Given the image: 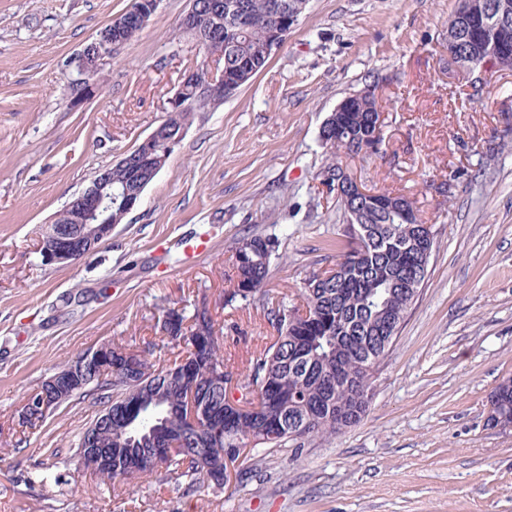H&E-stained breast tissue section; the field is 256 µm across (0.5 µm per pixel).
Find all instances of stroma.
Instances as JSON below:
<instances>
[{"label": "stroma", "mask_w": 512, "mask_h": 512, "mask_svg": "<svg viewBox=\"0 0 512 512\" xmlns=\"http://www.w3.org/2000/svg\"><path fill=\"white\" fill-rule=\"evenodd\" d=\"M131 4L0 0V512H512V427L487 418L512 379V70L468 100L440 60L457 0H309L265 71L194 113L111 238L47 265V221L156 129L202 58L182 25L190 0H160L72 100L75 57ZM376 77L384 153L342 164L413 198L437 247L359 424L253 447L230 483L192 491L162 471L130 486L89 476L77 438L93 397L22 425L26 398L64 364L108 340L143 349L181 301L209 308L225 365L248 374L275 330L259 303H224L235 244L275 239L266 294L303 307L305 281L346 243L319 132ZM462 166L473 177L448 182ZM200 238L207 249L185 255Z\"/></svg>", "instance_id": "35a3bbf8"}]
</instances>
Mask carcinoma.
<instances>
[{
  "label": "carcinoma",
  "instance_id": "cac0c4a2",
  "mask_svg": "<svg viewBox=\"0 0 512 512\" xmlns=\"http://www.w3.org/2000/svg\"><path fill=\"white\" fill-rule=\"evenodd\" d=\"M297 0H197L204 15L210 16L209 39L224 53V70L241 63L249 65L251 75L268 64L271 32L283 22L285 8ZM141 31L131 19L120 33L106 25L101 34H110L123 43L131 42ZM498 42L512 46V15L498 21L491 31ZM189 106L184 115L163 124L157 155L172 154L170 141L181 139L182 128L193 112L214 107L230 97L204 94L187 85ZM384 111L382 101L374 98L350 112L324 122L320 140L329 163L322 184L336 193V206L343 221L348 210L361 211L360 237L345 225L348 250L336 256V275L313 276L304 288L305 312L278 303L266 309L267 319L277 332L274 341L237 386L244 394H261L259 409L253 415L237 417L232 430L212 435L210 429L191 431L182 414L188 396L205 409L227 412L229 373L216 377L224 364L221 352V328L206 308H169L159 326V341L147 342L148 353L140 354L132 381L120 376L98 387L112 399L116 417L130 403L138 401L148 409L149 424L165 435L172 452L156 458L154 436L129 433L119 423L112 431L123 446L110 441L107 432L97 437V447L112 448L110 460L92 455L83 465L101 481L142 479L165 470L189 479V486L210 481L224 485L229 466L239 460L229 449L238 448L252 437L264 438L269 448H282L294 440L329 438L357 423L366 413L372 391L376 364L389 352L404 315L419 294L428 273L435 239L422 235L425 221L409 202L403 214L391 203L407 196L387 189L377 190L368 200H359L345 188L347 176L336 161L338 154L361 152L369 157L381 152L383 135H374L373 115ZM161 172L159 162L137 164V168L112 164V213L121 205V192L147 188ZM276 242L252 236L237 242L234 252L231 290L225 303L238 299L251 301L263 292L270 274V262ZM166 350L170 356L158 363L148 356L154 350ZM183 364L192 368L191 378L171 385L156 376L160 370ZM491 405L503 426L512 424V379L502 381L490 396Z\"/></svg>",
  "mask_w": 512,
  "mask_h": 512
}]
</instances>
